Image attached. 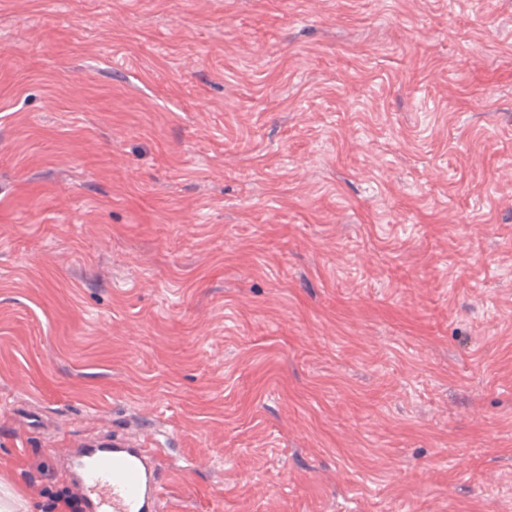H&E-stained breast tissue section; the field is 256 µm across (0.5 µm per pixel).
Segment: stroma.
I'll use <instances>...</instances> for the list:
<instances>
[{
    "instance_id": "obj_1",
    "label": "stroma",
    "mask_w": 512,
    "mask_h": 512,
    "mask_svg": "<svg viewBox=\"0 0 512 512\" xmlns=\"http://www.w3.org/2000/svg\"><path fill=\"white\" fill-rule=\"evenodd\" d=\"M160 429L163 512H512V0H0V488Z\"/></svg>"
}]
</instances>
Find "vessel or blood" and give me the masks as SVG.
I'll use <instances>...</instances> for the list:
<instances>
[{"instance_id":"obj_1","label":"vessel or blood","mask_w":512,"mask_h":512,"mask_svg":"<svg viewBox=\"0 0 512 512\" xmlns=\"http://www.w3.org/2000/svg\"><path fill=\"white\" fill-rule=\"evenodd\" d=\"M69 466L85 512H161L172 468L164 449L115 436L77 444Z\"/></svg>"}]
</instances>
